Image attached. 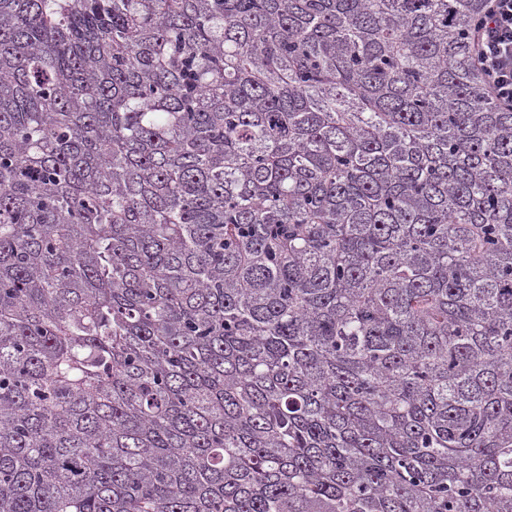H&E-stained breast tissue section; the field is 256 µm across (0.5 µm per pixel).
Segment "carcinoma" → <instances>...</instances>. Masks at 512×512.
<instances>
[{
    "instance_id": "obj_1",
    "label": "carcinoma",
    "mask_w": 512,
    "mask_h": 512,
    "mask_svg": "<svg viewBox=\"0 0 512 512\" xmlns=\"http://www.w3.org/2000/svg\"><path fill=\"white\" fill-rule=\"evenodd\" d=\"M486 0H0V512H512Z\"/></svg>"
}]
</instances>
